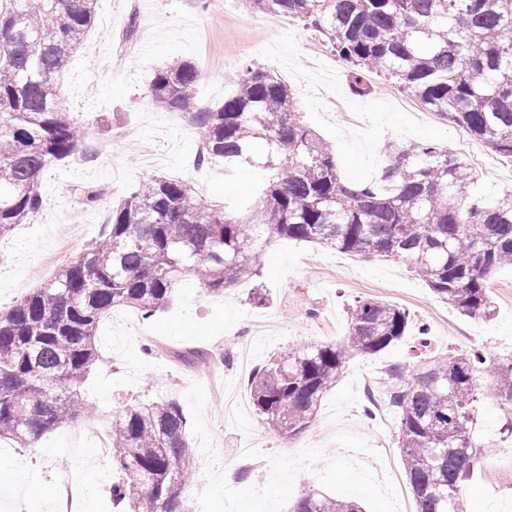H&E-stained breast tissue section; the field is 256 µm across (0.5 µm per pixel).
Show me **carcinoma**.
<instances>
[{"mask_svg": "<svg viewBox=\"0 0 512 512\" xmlns=\"http://www.w3.org/2000/svg\"><path fill=\"white\" fill-rule=\"evenodd\" d=\"M257 15L288 16L321 32L347 61L351 89L372 91L376 73L449 119L485 147L512 158V0H244ZM95 0H0V239L39 212L41 177L82 151L85 132L66 109L59 76L90 31ZM203 72L189 60L155 69L151 102L189 114L202 159L224 168L275 172L246 224L179 179L154 176L112 208L105 237L7 310H0V440L25 448L92 408L81 385L101 360L100 320L115 307L151 316L180 281L222 293L260 275L259 241L314 243L403 261L465 316L487 319L488 277L512 264V193L485 207L472 196L467 158L436 143L389 146L384 186L347 185L336 152L303 123L291 89L250 64L234 92L197 105ZM339 343L291 349L254 370L253 406L275 434L312 429L324 395L355 355H374L406 335L408 313L380 299L349 305ZM175 358L197 367L210 353ZM386 400L416 512H463L461 483L484 454L473 430L490 398L512 415V358L480 349L388 372ZM187 420L173 399L127 406L112 417V449L126 475L113 489L138 512H183L195 474ZM293 512H362L341 497L302 490Z\"/></svg>", "mask_w": 512, "mask_h": 512, "instance_id": "carcinoma-1", "label": "carcinoma"}]
</instances>
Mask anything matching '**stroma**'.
Returning <instances> with one entry per match:
<instances>
[{
	"label": "stroma",
	"instance_id": "35a3bbf8",
	"mask_svg": "<svg viewBox=\"0 0 512 512\" xmlns=\"http://www.w3.org/2000/svg\"><path fill=\"white\" fill-rule=\"evenodd\" d=\"M181 58L198 65L203 79L196 103H223L243 64L265 69L292 89L304 123L336 150L343 182H380L388 143L408 147L434 142L465 154L478 200L493 205L512 192V160L472 139L444 116L426 117L407 93L371 75L372 91L360 96L350 87L349 66L331 52L324 36L288 17L278 27L261 26L242 0H97L94 25L62 75L67 108L86 131L82 151L51 167L41 181L43 205L27 223L0 241V309L50 279L71 257L99 240L113 207L154 175L188 182L202 198L252 219L271 175L230 172L223 164H199V137L190 124L155 109L147 85L152 70ZM109 145L96 154L93 142ZM97 195L87 203L83 193ZM489 288L495 303L490 320L471 319L439 300L404 263L292 241L263 248L261 276L242 281L224 294L208 293L193 278L180 282L173 302L146 317L133 308L124 317L141 322L140 336H121L118 322L103 319L98 329L101 362L83 384L93 417L62 425L32 448L0 443V512H53L52 491L65 480L87 491L84 512H135L132 501L116 502L112 488L122 473L101 461L81 441L84 429L110 427L124 406L163 398L176 400L188 422L194 454L210 449L221 467L233 466L244 441L269 460L268 473L241 474L232 489L195 474L183 494L201 512H225L233 496L235 512H289L303 485L332 497L357 501L365 512H400L406 484L382 486L369 467L350 461L358 448L390 459L396 475L403 463L396 444V416L365 417L367 397L356 376L384 373L387 366L412 369L420 361L466 350L446 338L445 326L470 328L472 346L492 359L512 353V265L494 271ZM370 296L409 312L426 335L412 332L375 356H355L322 402L316 425L296 442L268 431L249 401L247 379L232 359L252 323H271L255 337L256 363L276 359L291 348L337 343L348 332V306ZM195 348L212 352L202 369L175 358ZM491 399L478 406L476 434L488 446L462 488L465 512H512V499L493 492L487 472L492 461L512 467L503 448L512 434Z\"/></svg>",
	"mask_w": 512,
	"mask_h": 512
}]
</instances>
